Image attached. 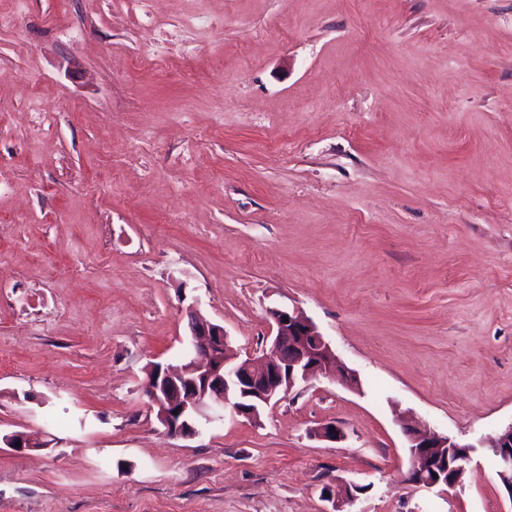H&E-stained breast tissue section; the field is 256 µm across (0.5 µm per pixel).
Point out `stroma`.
Instances as JSON below:
<instances>
[{"instance_id": "1", "label": "stroma", "mask_w": 512, "mask_h": 512, "mask_svg": "<svg viewBox=\"0 0 512 512\" xmlns=\"http://www.w3.org/2000/svg\"><path fill=\"white\" fill-rule=\"evenodd\" d=\"M0 512H512V0H0ZM319 375L166 434L187 308ZM470 445L418 487L403 423ZM346 434L316 439L320 422ZM492 447L496 448L498 475L512 496V426L496 436ZM359 491H361L359 486L348 483L336 493V496L332 495L330 489L325 488L323 496L332 503V510L330 512H353L345 510V507L353 505L357 497L356 493Z\"/></svg>"}]
</instances>
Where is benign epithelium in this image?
<instances>
[{
	"instance_id": "1",
	"label": "benign epithelium",
	"mask_w": 512,
	"mask_h": 512,
	"mask_svg": "<svg viewBox=\"0 0 512 512\" xmlns=\"http://www.w3.org/2000/svg\"><path fill=\"white\" fill-rule=\"evenodd\" d=\"M270 351L262 356L232 357L224 327L190 314V336L194 355L179 369L153 364L148 368L144 393L156 410V417L170 436L191 437L198 425L224 419V413L256 420L260 410L289 392L298 382L312 376L336 373L350 384L355 378L338 363L329 342L317 326L299 312L270 311ZM320 440L341 441L345 433L334 422L312 429ZM410 469L407 481L424 487L459 484L465 473V447L448 437L406 428ZM0 444L22 453L41 447L25 432L0 436ZM498 475L512 496V426L493 442ZM357 485L346 484L337 493L324 490L332 503L331 512H347L353 505Z\"/></svg>"
}]
</instances>
